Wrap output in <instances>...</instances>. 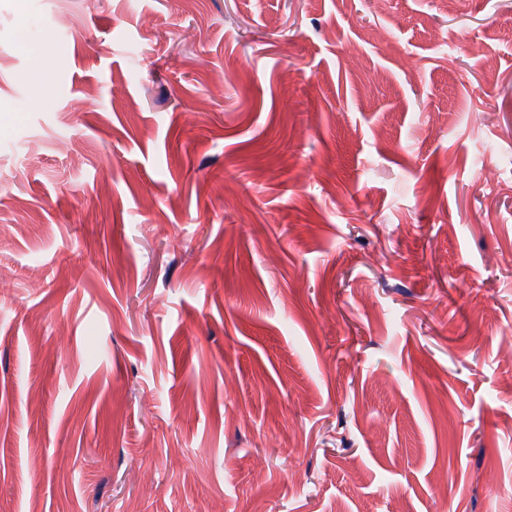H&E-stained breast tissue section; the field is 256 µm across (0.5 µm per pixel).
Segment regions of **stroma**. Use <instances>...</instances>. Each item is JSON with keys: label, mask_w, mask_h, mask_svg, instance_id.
<instances>
[{"label": "stroma", "mask_w": 512, "mask_h": 512, "mask_svg": "<svg viewBox=\"0 0 512 512\" xmlns=\"http://www.w3.org/2000/svg\"><path fill=\"white\" fill-rule=\"evenodd\" d=\"M0 268V512H512V0H0Z\"/></svg>", "instance_id": "obj_1"}]
</instances>
